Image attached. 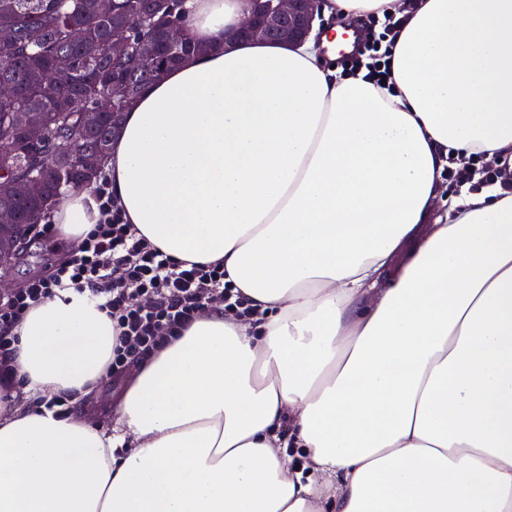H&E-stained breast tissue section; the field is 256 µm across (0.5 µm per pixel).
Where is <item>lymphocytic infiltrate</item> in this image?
I'll use <instances>...</instances> for the list:
<instances>
[{"label": "lymphocytic infiltrate", "instance_id": "lymphocytic-infiltrate-1", "mask_svg": "<svg viewBox=\"0 0 512 512\" xmlns=\"http://www.w3.org/2000/svg\"><path fill=\"white\" fill-rule=\"evenodd\" d=\"M105 219L51 273L0 300V390L9 391L16 352L13 328L37 302L73 290L102 300L119 329V344L107 368L122 373L161 348L206 307L219 304L238 316L249 303L224 281L220 264L174 262L124 223L107 191H100Z\"/></svg>", "mask_w": 512, "mask_h": 512}]
</instances>
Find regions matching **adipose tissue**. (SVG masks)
Here are the masks:
<instances>
[{"label": "adipose tissue", "instance_id": "1", "mask_svg": "<svg viewBox=\"0 0 512 512\" xmlns=\"http://www.w3.org/2000/svg\"><path fill=\"white\" fill-rule=\"evenodd\" d=\"M246 8L186 0L209 50L140 93L103 175L126 223L222 262L254 312H201L104 428L43 401L94 390L114 322L71 291L32 308L0 512H512V194L431 218L444 166L512 157V0H324L335 33L225 44ZM373 13L403 21L387 89L326 63ZM101 219L93 183L48 214L74 245Z\"/></svg>", "mask_w": 512, "mask_h": 512}]
</instances>
